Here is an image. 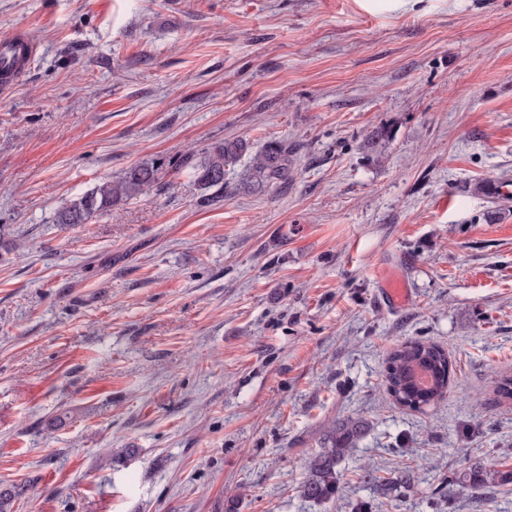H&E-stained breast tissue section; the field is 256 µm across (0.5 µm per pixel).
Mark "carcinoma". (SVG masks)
<instances>
[{
  "label": "carcinoma",
  "instance_id": "obj_1",
  "mask_svg": "<svg viewBox=\"0 0 512 512\" xmlns=\"http://www.w3.org/2000/svg\"><path fill=\"white\" fill-rule=\"evenodd\" d=\"M247 149L238 140L220 143L206 152L192 165L196 183L203 189H224V167ZM288 149L278 142L268 143L255 154L246 180L247 190L260 193L288 178ZM158 168L142 165L117 181H104L90 192L74 200L57 215L58 224H85L95 214L115 203L151 188L157 180ZM452 363L448 353L439 345L414 340L396 346L388 355L385 372L389 394L402 407L419 411L445 399ZM361 425L355 421L334 424L321 450L308 461V477L301 485V495L313 502L323 503L341 491L336 466L352 452L355 437ZM367 484L381 488L399 486L408 488L413 481L412 470L404 463L398 465L388 478L375 471H362ZM512 482V472L503 473L490 463L470 469L458 476L456 489L448 493V503L465 492L476 496L493 483Z\"/></svg>",
  "mask_w": 512,
  "mask_h": 512
}]
</instances>
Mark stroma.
I'll list each match as a JSON object with an SVG mask.
<instances>
[{"mask_svg":"<svg viewBox=\"0 0 512 512\" xmlns=\"http://www.w3.org/2000/svg\"><path fill=\"white\" fill-rule=\"evenodd\" d=\"M37 54L0 96V488L13 512H512L449 508L512 471V0H0ZM388 136L376 147L367 137ZM247 152L204 204L182 157ZM285 183L241 184L268 142ZM156 184L88 223L96 185ZM409 290L385 306L381 281ZM448 352L402 409L390 351ZM64 419L48 431L49 419ZM364 425L328 503L299 488L333 423ZM413 469L383 491L360 469ZM157 173V167L147 164L135 168L120 180L102 182L60 211L56 221L60 224H85L115 203L151 188L157 180ZM451 370L448 353L439 345L421 340L402 343L386 361L388 392L400 406L423 410L445 399ZM494 466V464L489 463L487 466L474 467L468 472L461 473L454 482V485L458 488L448 493V505H454V501L459 494L467 492L473 497L482 494L488 484L512 482V472L503 473L496 470Z\"/></svg>","mask_w":512,"mask_h":512,"instance_id":"stroma-1","label":"stroma"}]
</instances>
